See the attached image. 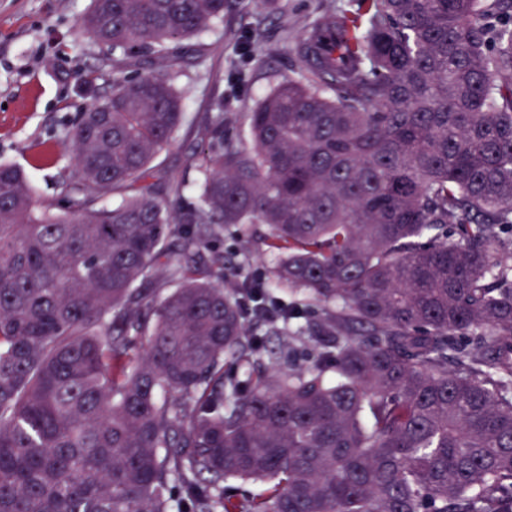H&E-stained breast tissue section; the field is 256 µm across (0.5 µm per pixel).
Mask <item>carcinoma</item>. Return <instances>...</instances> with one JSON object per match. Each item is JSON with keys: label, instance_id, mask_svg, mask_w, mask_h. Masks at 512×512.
Instances as JSON below:
<instances>
[{"label": "carcinoma", "instance_id": "obj_1", "mask_svg": "<svg viewBox=\"0 0 512 512\" xmlns=\"http://www.w3.org/2000/svg\"><path fill=\"white\" fill-rule=\"evenodd\" d=\"M228 8L92 0L118 56L68 209L0 164V512H512V0L320 16L250 144L213 91L189 191L151 163L178 44ZM244 224L262 305L200 262Z\"/></svg>", "mask_w": 512, "mask_h": 512}]
</instances>
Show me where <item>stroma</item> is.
<instances>
[{"instance_id":"stroma-1","label":"stroma","mask_w":512,"mask_h":512,"mask_svg":"<svg viewBox=\"0 0 512 512\" xmlns=\"http://www.w3.org/2000/svg\"><path fill=\"white\" fill-rule=\"evenodd\" d=\"M368 0H232L223 19L201 36L180 42L182 62L174 81L182 96L183 119L174 146L159 153L155 168L187 183L198 174L185 158L195 145L213 87L232 104L224 112L228 138L249 143L247 114L273 87L302 80L305 72L292 49L293 36L321 13L364 12ZM90 0H0V163L20 166L38 197L62 203V183L72 160L65 133L81 106L90 101L84 77L105 49L79 27ZM245 80L235 83L236 73ZM261 258L238 274L243 247ZM220 249L226 278L268 282L274 260L258 236L229 227Z\"/></svg>"}]
</instances>
